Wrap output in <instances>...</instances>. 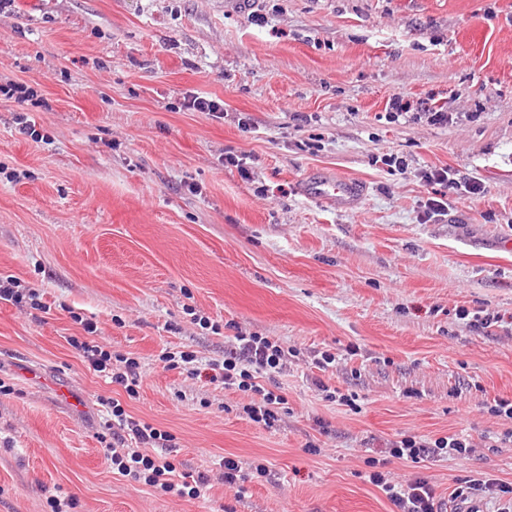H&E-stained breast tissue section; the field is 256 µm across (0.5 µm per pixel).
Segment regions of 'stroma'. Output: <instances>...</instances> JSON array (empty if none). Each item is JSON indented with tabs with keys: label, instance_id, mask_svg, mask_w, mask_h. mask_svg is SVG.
Instances as JSON below:
<instances>
[{
	"label": "stroma",
	"instance_id": "obj_1",
	"mask_svg": "<svg viewBox=\"0 0 512 512\" xmlns=\"http://www.w3.org/2000/svg\"><path fill=\"white\" fill-rule=\"evenodd\" d=\"M9 82L36 90L38 135L0 95V277L46 309L0 304V512H47L53 493L75 512H392L371 460L445 501L477 471L512 483V444L490 445L512 427L490 412L512 400V0H15ZM188 92L223 100V118L186 109ZM396 95L411 112L391 113ZM435 166L483 190L449 192L426 222ZM326 176L360 183L359 203L303 194ZM84 318L139 361L135 399L69 344ZM239 327L295 352L270 428L247 395L159 360H223ZM103 397L170 432L181 469L208 474L203 495L113 471ZM452 433L467 456L387 450ZM224 456L267 473L236 490L212 469Z\"/></svg>",
	"mask_w": 512,
	"mask_h": 512
}]
</instances>
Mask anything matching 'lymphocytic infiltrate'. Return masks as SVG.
Listing matches in <instances>:
<instances>
[{
    "mask_svg": "<svg viewBox=\"0 0 512 512\" xmlns=\"http://www.w3.org/2000/svg\"><path fill=\"white\" fill-rule=\"evenodd\" d=\"M82 326L84 337H71V346L100 377L122 388L128 397H136L140 377V364L136 358L112 353L108 346L99 342L95 322L86 319ZM287 359V351L277 341L239 330L223 361L211 363V379L225 388L250 393L252 401L245 406V413L252 421L270 428L279 421L287 402L274 382ZM101 404L105 417L98 437L121 476L166 495L200 497L208 477L204 474L193 477L180 470L172 455L174 438L170 433L134 418L122 400L108 397L102 399ZM469 446L468 439L461 434L429 441L406 436L392 441L389 452L395 457L411 459L443 454L462 457ZM368 480L384 491L396 512H443L441 502L437 501L433 488L424 478L395 483L383 472L372 471ZM487 497L498 500L497 512H512V485L482 473L466 477L455 489L450 512H474L473 502Z\"/></svg>",
    "mask_w": 512,
    "mask_h": 512,
    "instance_id": "obj_1",
    "label": "lymphocytic infiltrate"
}]
</instances>
